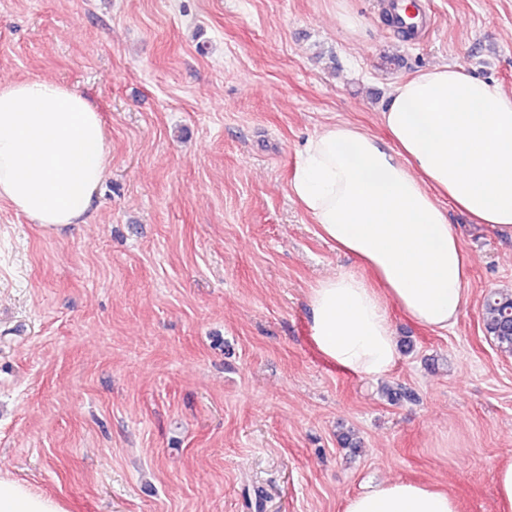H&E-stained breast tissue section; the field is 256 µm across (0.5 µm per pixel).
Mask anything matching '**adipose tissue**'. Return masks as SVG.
<instances>
[{"instance_id":"adipose-tissue-1","label":"adipose tissue","mask_w":512,"mask_h":512,"mask_svg":"<svg viewBox=\"0 0 512 512\" xmlns=\"http://www.w3.org/2000/svg\"><path fill=\"white\" fill-rule=\"evenodd\" d=\"M388 138L328 126L305 145L290 183L337 252L356 259L307 296L321 356L366 378L399 358L389 306L443 332L466 301L469 261L447 204L512 234V94L458 65L396 85L380 114ZM103 121L76 86L0 84V200L38 224H81L109 165ZM0 512H69L64 501L0 476ZM344 512H458L433 486L391 480L350 496Z\"/></svg>"}]
</instances>
